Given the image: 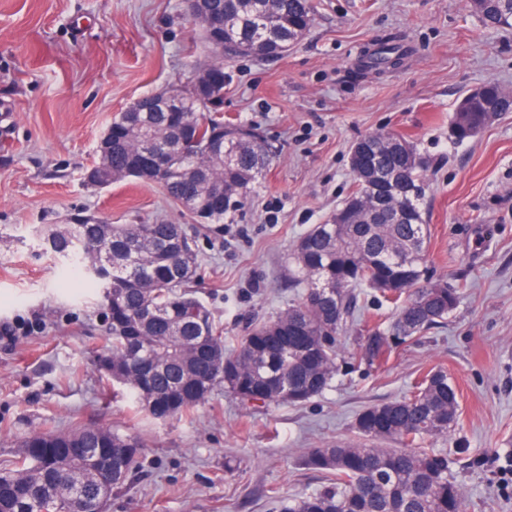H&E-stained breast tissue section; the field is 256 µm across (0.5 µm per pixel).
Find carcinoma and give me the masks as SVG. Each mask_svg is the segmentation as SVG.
<instances>
[{"instance_id": "obj_1", "label": "carcinoma", "mask_w": 512, "mask_h": 512, "mask_svg": "<svg viewBox=\"0 0 512 512\" xmlns=\"http://www.w3.org/2000/svg\"><path fill=\"white\" fill-rule=\"evenodd\" d=\"M209 6L224 13L229 28L223 36L198 25L202 42L225 60L249 54L260 41L267 43L262 56L269 57L268 44L292 46L314 21L312 0H210ZM481 18L490 27L511 28L512 0H488ZM166 94L143 96L134 123L123 112L113 118L102 175L108 186L127 178L158 183L192 206L190 212L207 209L211 223L203 228L220 232L224 216L243 205L267 166L268 150L253 133L225 124L218 109L195 111L192 95L171 111ZM487 124L483 101L474 100L466 122L452 116L450 139L467 141ZM366 138L380 189L397 197V206L367 205L370 193L351 170L352 194L292 249L300 300L249 327L232 353L224 352L210 309L188 288L199 260L181 225L83 221L42 230L44 250L99 289L98 311L112 309V347L96 361L101 376L161 420L190 416L221 384L244 402L298 404L321 394L336 375V334L353 313L354 289L372 288L395 307L392 335L401 339L419 337L447 319L460 289L427 275L423 163L409 143L397 153L380 133ZM147 148L166 152L165 173L140 169ZM397 173L405 174L411 191H394ZM389 356L390 337L372 330L362 358L379 367ZM437 375L429 371L407 398L360 412L358 439L310 450L305 465L325 473L329 484L294 499L283 512H462L464 490L448 478V453L428 445L448 436L458 421L456 389ZM78 448H91L101 461L123 469L105 494ZM141 448L135 437L91 424L33 433L0 468V512H80L77 486L100 498V512H106L113 492L139 467Z\"/></svg>"}]
</instances>
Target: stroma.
Listing matches in <instances>:
<instances>
[{
  "label": "stroma",
  "mask_w": 512,
  "mask_h": 512,
  "mask_svg": "<svg viewBox=\"0 0 512 512\" xmlns=\"http://www.w3.org/2000/svg\"><path fill=\"white\" fill-rule=\"evenodd\" d=\"M310 30L279 58L225 68L224 119L257 134L271 162L224 231L196 240L198 297L233 349L248 323L298 301L290 253L354 189L349 151L395 133L425 165L422 207L431 275L462 288L448 320L362 359L390 306L363 290L340 332L330 387L302 404L265 406L217 387L192 418H151L96 368L111 342L96 295L39 244L49 224L197 218L160 184L105 188L84 174L113 117L135 99L186 85L214 54L193 51L181 0H0V460L34 432L95 424L140 438L141 473L107 512H282L322 488L304 455L355 439L366 406L406 396L431 369L448 375L460 416L449 474L467 512H512V112L461 144L448 136L460 100L489 83L512 90V29L486 27L468 0H313ZM396 64L371 68L380 44ZM390 336L384 331L374 329L362 345V358L371 366L383 365L390 356Z\"/></svg>",
  "instance_id": "1"
}]
</instances>
